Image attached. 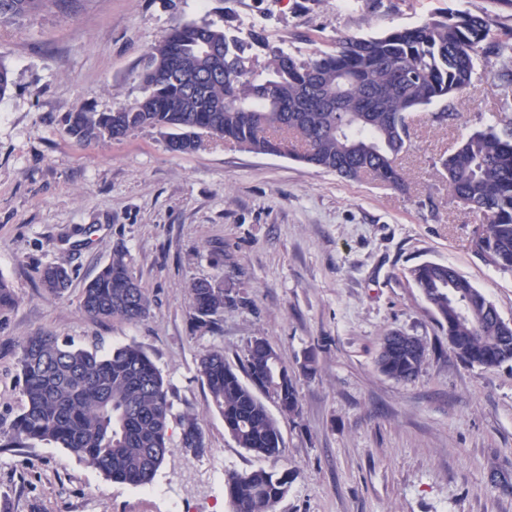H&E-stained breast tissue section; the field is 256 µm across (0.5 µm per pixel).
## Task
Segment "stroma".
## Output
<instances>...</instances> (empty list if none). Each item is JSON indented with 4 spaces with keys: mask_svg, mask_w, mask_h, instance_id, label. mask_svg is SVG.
I'll return each instance as SVG.
<instances>
[{
    "mask_svg": "<svg viewBox=\"0 0 512 512\" xmlns=\"http://www.w3.org/2000/svg\"><path fill=\"white\" fill-rule=\"evenodd\" d=\"M444 8L487 15L493 40L512 38V8L496 0H57L0 24V62L12 74L0 99V277L17 297L0 315V429L23 404L17 344L48 331L102 353L140 345L174 413H197L208 448L185 458L171 425L174 452L154 494L52 443L1 448L10 512H169L173 496L192 512H231L225 471L259 467L297 473L277 512H512V361L487 370L461 360L408 274L451 265L512 324V272L474 252L482 218L452 200L439 164L499 107L493 53L455 100L457 121L415 124L407 193L210 139L176 154L152 128L84 144L62 123L75 109L111 112L140 96L146 54L183 23L212 20L244 40L260 30L306 60L338 38L412 27ZM120 247L152 301L137 324L79 309L85 284ZM48 264L72 275L63 297L39 282ZM201 278L223 280L234 299L213 333L193 325L188 287ZM392 331L427 344L413 381L377 368ZM255 336L298 374L299 415L267 405L285 448L276 462L236 445L196 371L212 348L239 363Z\"/></svg>",
    "mask_w": 512,
    "mask_h": 512,
    "instance_id": "stroma-1",
    "label": "stroma"
}]
</instances>
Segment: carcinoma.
Segmentation results:
<instances>
[{"label": "carcinoma", "mask_w": 512, "mask_h": 512, "mask_svg": "<svg viewBox=\"0 0 512 512\" xmlns=\"http://www.w3.org/2000/svg\"><path fill=\"white\" fill-rule=\"evenodd\" d=\"M50 0H0V23L24 17ZM203 31L221 59L203 51ZM491 33L489 19L468 11H439L424 22L381 34L344 37L335 48L300 61L281 47H270L263 72L250 54L253 43L213 21L180 24L164 34L146 55L142 95L114 112L78 109L64 116L66 132L79 142L120 141L145 128L159 129L167 148L189 154L201 136L233 142L257 153L288 155L348 180L370 178L393 190L409 188L401 159L410 147V116L448 102L473 83L480 54ZM500 77L512 81V42H499ZM453 200L483 217L485 229L473 239L474 251L512 271V132L499 122L464 137L440 159ZM409 276L465 362L494 368L512 360V325L499 321L485 294L450 267L443 272L425 262ZM45 293L65 294L69 272L47 265L40 270ZM195 328L218 329V317L234 299L224 281L199 279L189 286ZM16 304L0 276V314ZM80 309L94 320L136 323L151 314L147 291L133 276L124 249L83 288ZM262 336L246 345L240 367L220 349L197 360V373L209 405L223 418L238 447L280 460L284 448L277 420L260 398L272 397L282 414H299L296 381ZM426 357L422 340L392 345L377 358L379 371L399 382L415 378ZM18 368L23 406L8 429L9 447L54 443L75 453L114 482L146 486L171 454L172 413L164 378L142 347L127 344L100 354L62 344L37 332L19 342ZM247 379H242L238 370ZM192 457L206 452L195 415L178 416ZM296 472L257 468L225 472L232 512H276Z\"/></svg>", "instance_id": "carcinoma-1"}]
</instances>
